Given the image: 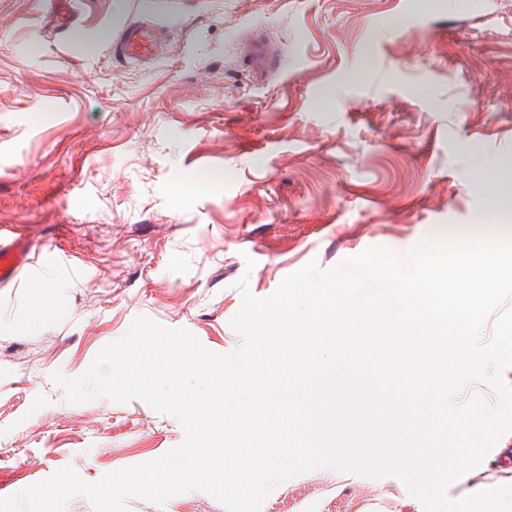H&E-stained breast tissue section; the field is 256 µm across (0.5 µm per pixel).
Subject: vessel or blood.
<instances>
[{
	"label": "vessel or blood",
	"instance_id": "vessel-or-blood-1",
	"mask_svg": "<svg viewBox=\"0 0 512 512\" xmlns=\"http://www.w3.org/2000/svg\"><path fill=\"white\" fill-rule=\"evenodd\" d=\"M63 32L74 38L83 34L81 26L72 17L67 0H56L53 21L47 33L54 36ZM167 39V32L161 25L149 19H138L121 28L110 52L115 59L126 64L146 66L162 54ZM243 50L250 75L268 79L278 74L281 50L276 43L248 30L243 36ZM32 266L25 234L13 226H0V287L10 286L22 271Z\"/></svg>",
	"mask_w": 512,
	"mask_h": 512
}]
</instances>
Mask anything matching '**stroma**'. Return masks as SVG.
<instances>
[{"label": "stroma", "mask_w": 512, "mask_h": 512, "mask_svg": "<svg viewBox=\"0 0 512 512\" xmlns=\"http://www.w3.org/2000/svg\"><path fill=\"white\" fill-rule=\"evenodd\" d=\"M71 2L74 41L46 38L49 0H0V226H24L48 265L0 288V498L183 442L144 400L70 404L54 380L135 318L228 353L241 277L264 298L312 261L382 248L405 265L434 231L512 204V0ZM142 15L166 26L164 53L114 60ZM248 28L281 45L278 76H243ZM62 250L74 268L53 267ZM327 473L279 484L261 512H424L395 477ZM126 509L226 512L200 490Z\"/></svg>", "instance_id": "1"}]
</instances>
